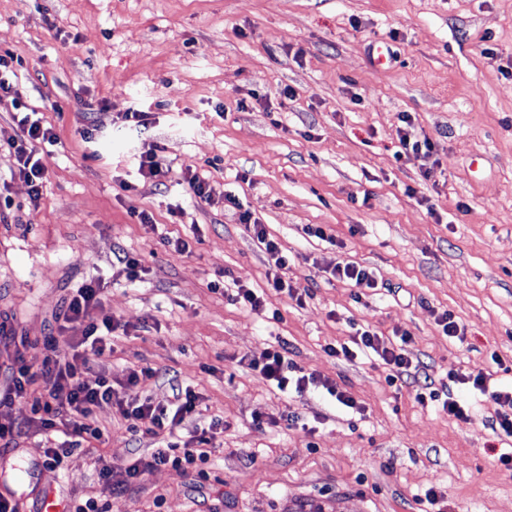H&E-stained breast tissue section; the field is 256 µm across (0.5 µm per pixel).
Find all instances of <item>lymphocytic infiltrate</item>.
Instances as JSON below:
<instances>
[{
    "instance_id": "obj_1",
    "label": "lymphocytic infiltrate",
    "mask_w": 512,
    "mask_h": 512,
    "mask_svg": "<svg viewBox=\"0 0 512 512\" xmlns=\"http://www.w3.org/2000/svg\"><path fill=\"white\" fill-rule=\"evenodd\" d=\"M56 327L42 338L44 356L39 366L28 364L23 348L28 338H16L6 323H0V339L19 340L22 349L16 352L8 367V379L0 385V447H13L17 438L30 426H37L45 433L62 432V442L45 450L46 465L61 469L72 453L92 440H101L105 434L94 413L98 408L115 407L119 419L129 430L147 434L157 443L150 457L136 456L122 467L104 464L100 470L103 490L118 496L137 485L142 476L168 466L201 472L209 460V446L220 427V420H212L207 428L191 440L176 439L175 433L187 419L197 413L199 397L191 389L172 383V396L166 402H156L145 393L149 381L159 376V369L142 367L130 370L122 389H114L106 376L88 382L84 375L97 360L112 350V338L118 325L112 316L104 314L99 288L86 284L73 289L63 300L55 317ZM81 328L79 340H72L68 333ZM409 335H401L398 344L385 346L377 333L358 329L352 345L341 346L344 358H355L357 351L370 350L382 359L392 371L393 379H407L416 383L419 403L440 402L443 411L455 418H464L468 410L464 402L454 396L439 398L430 384L420 382L414 370L408 349ZM250 367L262 379L275 385L282 392H303L309 381L290 358L286 343H279L268 351L262 360L251 362ZM451 382L489 393L496 405L492 421L494 429L512 435V390H491L484 374L461 375L449 373ZM24 402L30 407V422L13 419L15 403Z\"/></svg>"
}]
</instances>
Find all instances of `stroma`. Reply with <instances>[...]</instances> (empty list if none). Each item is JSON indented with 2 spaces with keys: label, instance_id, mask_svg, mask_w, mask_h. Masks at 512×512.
<instances>
[{
  "label": "stroma",
  "instance_id": "stroma-1",
  "mask_svg": "<svg viewBox=\"0 0 512 512\" xmlns=\"http://www.w3.org/2000/svg\"><path fill=\"white\" fill-rule=\"evenodd\" d=\"M378 38L391 51L380 66ZM6 53L0 313L41 337L71 289L95 283L127 328L105 361L113 384L133 367L167 369L199 395L198 421L224 422L207 479L167 467L108 498V512H512V472L498 462L512 438L492 428L488 397L448 379L481 372L512 388V0H0ZM21 104L57 137L35 204L6 150ZM134 108L147 114L137 132ZM405 113L433 143L431 179L395 158ZM148 151L169 165L166 186L137 175ZM194 174L210 201L188 186ZM176 237L189 252L170 249ZM120 251L140 260V281ZM280 255L289 295L267 286ZM339 262L369 269L378 289L332 277ZM213 281L255 289L279 320L212 293ZM445 311L462 339L443 334ZM362 326L388 342L410 333L433 389L466 401L468 418L388 383L375 353L329 355ZM281 340L317 379L301 394L249 367ZM96 418L107 443L74 451L65 471L44 465L39 431L0 451V494L19 512H37L46 487L97 497L101 459L120 467L153 448L147 436L131 446L111 407Z\"/></svg>",
  "mask_w": 512,
  "mask_h": 512
}]
</instances>
